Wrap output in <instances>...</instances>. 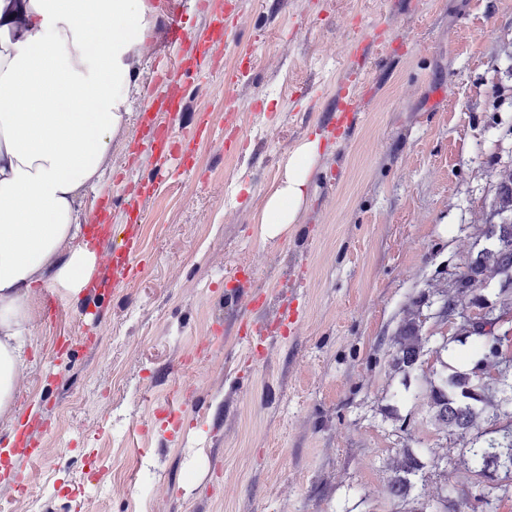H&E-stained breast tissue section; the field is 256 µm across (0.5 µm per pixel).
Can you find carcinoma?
Returning a JSON list of instances; mask_svg holds the SVG:
<instances>
[{"instance_id":"carcinoma-1","label":"carcinoma","mask_w":512,"mask_h":512,"mask_svg":"<svg viewBox=\"0 0 512 512\" xmlns=\"http://www.w3.org/2000/svg\"><path fill=\"white\" fill-rule=\"evenodd\" d=\"M494 193L488 203L489 221L482 235L484 245L464 264L456 278L457 294L448 298V307L462 304V298L498 285L490 312L499 318L512 315V163L492 170ZM476 343L480 357L469 368H450L445 358L454 355L455 346L467 341ZM426 339L420 321L407 318L395 340L392 367L409 373L422 363ZM441 369L424 376L422 392L433 419L453 427L466 439L463 456L470 472L479 475L486 468L503 472L512 478V366L498 362L497 338L491 333L472 332L461 328L443 338L435 348ZM486 365L493 372L480 377L476 370ZM506 420V424L491 431L482 430L480 422ZM438 466L433 458L424 460L419 448H402L393 469L389 491L399 498L413 497L418 508L412 512H440L438 507L417 492V477L427 465Z\"/></svg>"}]
</instances>
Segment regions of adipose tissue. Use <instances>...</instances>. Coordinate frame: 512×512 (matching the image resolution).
<instances>
[{
    "mask_svg": "<svg viewBox=\"0 0 512 512\" xmlns=\"http://www.w3.org/2000/svg\"><path fill=\"white\" fill-rule=\"evenodd\" d=\"M150 0H0V411L13 401L40 285L78 300L99 257L75 247L80 201L109 182L105 157L129 116L128 91ZM319 140L303 142L267 193L260 233L296 223Z\"/></svg>",
    "mask_w": 512,
    "mask_h": 512,
    "instance_id": "obj_1",
    "label": "adipose tissue"
}]
</instances>
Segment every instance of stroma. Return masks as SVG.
<instances>
[{"instance_id":"35a3bbf8","label":"stroma","mask_w":512,"mask_h":512,"mask_svg":"<svg viewBox=\"0 0 512 512\" xmlns=\"http://www.w3.org/2000/svg\"><path fill=\"white\" fill-rule=\"evenodd\" d=\"M162 19L129 91L130 121L107 154L122 236L138 189L132 276L46 317L0 449L37 419L27 465L42 512H412L390 496L399 449L440 457L472 512L461 436L432 418L424 369L448 333L441 293L481 246L490 172L512 161V0H240L239 37L205 72L186 71L181 123L208 116L192 169L167 177L133 142L168 55ZM357 124L330 136L320 115L349 71ZM319 139L296 224L275 239L257 219L287 157ZM423 369L393 370L409 312ZM181 399L177 421L161 415Z\"/></svg>"}]
</instances>
